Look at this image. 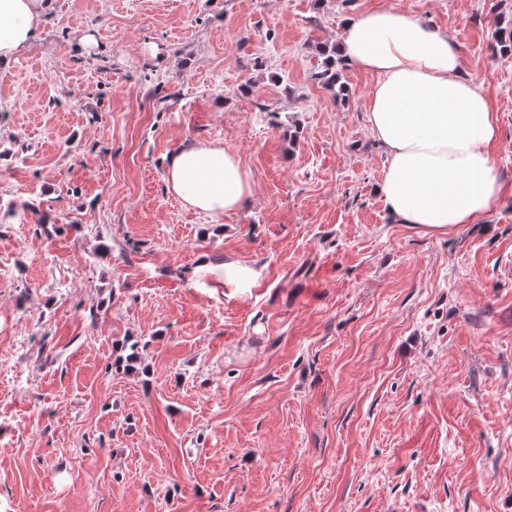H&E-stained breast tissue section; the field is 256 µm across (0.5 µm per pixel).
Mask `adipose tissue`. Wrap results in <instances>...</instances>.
Segmentation results:
<instances>
[{
    "mask_svg": "<svg viewBox=\"0 0 512 512\" xmlns=\"http://www.w3.org/2000/svg\"><path fill=\"white\" fill-rule=\"evenodd\" d=\"M52 8L53 0H0V63L29 46ZM340 49L347 64L375 78L366 116L386 152L376 192L392 221L445 235L494 209L498 116L447 32L375 9L343 24ZM165 180L185 206L210 216L236 212L252 195L240 157L220 144L180 149Z\"/></svg>",
    "mask_w": 512,
    "mask_h": 512,
    "instance_id": "obj_1",
    "label": "adipose tissue"
}]
</instances>
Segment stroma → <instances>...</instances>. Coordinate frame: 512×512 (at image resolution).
<instances>
[{"label": "stroma", "mask_w": 512, "mask_h": 512, "mask_svg": "<svg viewBox=\"0 0 512 512\" xmlns=\"http://www.w3.org/2000/svg\"><path fill=\"white\" fill-rule=\"evenodd\" d=\"M385 7L447 31L499 118L500 202L445 236L375 192L373 77L311 80ZM498 17L512 0H55L0 65V512H512ZM191 142L238 152L243 209L169 192ZM321 54L325 55L321 62L320 69L312 74L313 81L321 87L332 92L334 97H340L345 94L346 86L342 82V76L339 65L342 60L336 58V55L323 48ZM261 276L260 269L246 261H231L224 264V284L246 292L252 288Z\"/></svg>", "instance_id": "obj_1"}]
</instances>
